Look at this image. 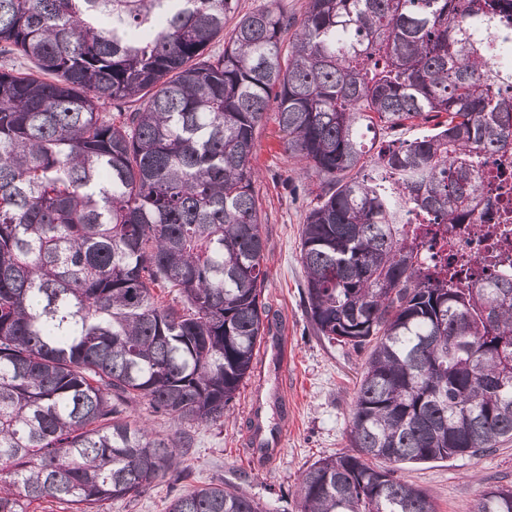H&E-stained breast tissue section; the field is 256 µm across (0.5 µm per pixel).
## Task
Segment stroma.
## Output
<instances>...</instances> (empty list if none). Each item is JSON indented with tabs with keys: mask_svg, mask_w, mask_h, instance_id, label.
Listing matches in <instances>:
<instances>
[{
	"mask_svg": "<svg viewBox=\"0 0 512 512\" xmlns=\"http://www.w3.org/2000/svg\"><path fill=\"white\" fill-rule=\"evenodd\" d=\"M252 165L258 173L255 191L266 244L263 300L272 330L287 338V360L254 358L223 425L191 428L193 445L182 463L184 483L235 484L266 512H300L296 489L303 472L322 458L349 450L350 403L367 353L329 345L310 326L300 231L319 181L302 176L301 162L285 151L275 120L260 128ZM257 400L263 404L266 428L288 426L276 458L263 464L247 450ZM399 475L428 492L435 512H474L486 486L512 485V442L478 457L407 463ZM180 486L167 477L157 479L140 496L113 501L107 512H166Z\"/></svg>",
	"mask_w": 512,
	"mask_h": 512,
	"instance_id": "obj_1",
	"label": "stroma"
}]
</instances>
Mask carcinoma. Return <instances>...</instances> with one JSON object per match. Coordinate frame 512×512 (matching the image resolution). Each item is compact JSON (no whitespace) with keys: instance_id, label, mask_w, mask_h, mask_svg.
I'll return each mask as SVG.
<instances>
[{"instance_id":"obj_1","label":"carcinoma","mask_w":512,"mask_h":512,"mask_svg":"<svg viewBox=\"0 0 512 512\" xmlns=\"http://www.w3.org/2000/svg\"><path fill=\"white\" fill-rule=\"evenodd\" d=\"M0 0V512H102L165 475L183 426L224 421L269 331L256 135L320 179L301 229L306 312L370 347L354 453L307 469L301 512H434L401 465L512 440V279L463 288L433 224H476L472 172L512 158V0ZM224 50L207 52L214 41ZM17 58L31 67L14 65ZM429 124L401 139L397 131ZM172 296L162 301L161 294ZM177 424L161 436L129 405ZM167 512H264L234 485ZM475 512H512V485ZM238 11L243 14L276 3L298 24L306 10L308 0H237ZM296 24V25H297Z\"/></svg>"}]
</instances>
